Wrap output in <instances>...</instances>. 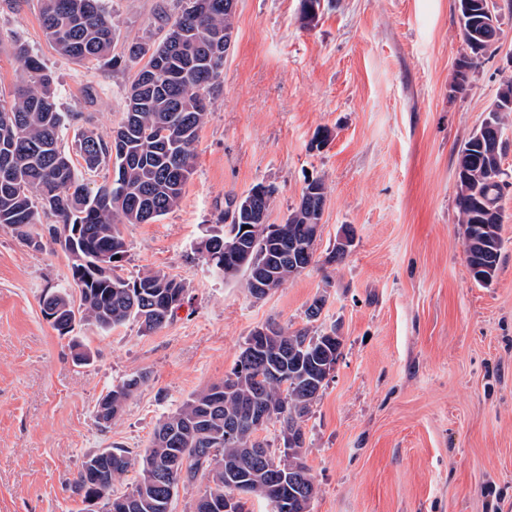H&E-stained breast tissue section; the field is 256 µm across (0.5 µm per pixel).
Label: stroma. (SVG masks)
Listing matches in <instances>:
<instances>
[{
    "instance_id": "1",
    "label": "stroma",
    "mask_w": 512,
    "mask_h": 512,
    "mask_svg": "<svg viewBox=\"0 0 512 512\" xmlns=\"http://www.w3.org/2000/svg\"><path fill=\"white\" fill-rule=\"evenodd\" d=\"M497 49L453 91L466 48L456 0H321L303 28V0H237L224 76L195 143L178 208L124 224L121 274L161 270L187 285L163 328L133 321L78 326L93 351L74 365L42 301L71 281L59 246L35 249L0 227V512H81L71 486L85 458L120 445L142 452L158 423L192 393L224 381L249 333L268 322L305 327L327 302L341 355L305 425L318 493L309 512H512V192L490 286L470 275L455 205L458 152L512 79V0H496ZM185 0H105L112 60H75L47 39L38 0H0V91L26 76L16 47L54 78L60 134L109 137L146 55ZM142 56L129 54L131 45ZM329 135L319 150L317 133ZM328 194L316 261L262 300L213 270L201 241L224 225L228 199L275 186L268 221L284 223L309 178ZM341 264L324 258L337 237ZM73 335V336H74ZM149 380L111 429L94 407L126 376Z\"/></svg>"
}]
</instances>
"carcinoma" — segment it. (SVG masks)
I'll use <instances>...</instances> for the list:
<instances>
[{"label": "carcinoma", "instance_id": "cac0c4a2", "mask_svg": "<svg viewBox=\"0 0 512 512\" xmlns=\"http://www.w3.org/2000/svg\"><path fill=\"white\" fill-rule=\"evenodd\" d=\"M457 10L473 69L492 47V34L481 26L485 0H457ZM234 14L224 0H186L131 84L122 124L106 140L92 130L78 133L86 170L112 163V180L95 190L59 147L68 114L58 111L52 75L17 47L27 77L9 97L0 95V226L35 248L47 237L82 256L83 262L71 267L79 301L67 288L43 300L45 316L59 334L78 324L110 331L130 320L152 333L182 307L186 285L162 270L132 280L115 274L114 256L127 252L119 225L152 223L180 205L194 174V145L207 116V97L224 74V38L232 36ZM40 21L65 56L98 60L112 48L115 26L102 0H40ZM504 112H512V79L501 84L488 114L498 132ZM503 150L501 140L497 155L488 154L486 141L473 134L459 151L458 223L464 227L472 278L482 286L486 277L496 276L503 249L501 201L508 186ZM274 194V187L259 183L242 201L228 200L224 215L230 223L223 233L201 241L211 254L208 263L228 279L243 276L252 297L257 276L270 280L272 290L310 263L327 186L320 178L309 181L283 224L267 223ZM43 216L54 223L38 232ZM245 226L250 230L244 247H226ZM325 302L323 295L313 299L306 327L276 324L275 338L266 341L250 332L224 382L191 394L160 421L142 453L115 446L89 455L72 487L87 512L108 504L109 512H171L181 486L198 487L193 512H217L215 505L225 500L231 501L230 512H246L252 496L265 500L271 512H282L281 502L288 512H309L317 487L305 461L304 426L341 350L326 331L310 327ZM148 379L146 372L135 373L101 395L94 408L96 425L108 429ZM254 408L281 426L283 448L266 458L252 452L269 447L251 419ZM135 465L136 483L116 493V482Z\"/></svg>", "mask_w": 512, "mask_h": 512}]
</instances>
